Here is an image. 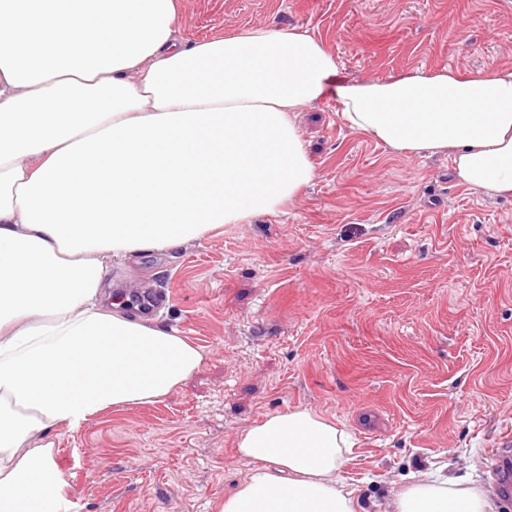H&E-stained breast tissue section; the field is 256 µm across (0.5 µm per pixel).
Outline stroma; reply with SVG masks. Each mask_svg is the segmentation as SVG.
Wrapping results in <instances>:
<instances>
[{
    "label": "stroma",
    "instance_id": "stroma-1",
    "mask_svg": "<svg viewBox=\"0 0 512 512\" xmlns=\"http://www.w3.org/2000/svg\"><path fill=\"white\" fill-rule=\"evenodd\" d=\"M176 26L305 31L340 81L512 66V0H180ZM297 128L316 177L280 213L109 264L113 287L171 294L160 318L203 359L160 403L53 433L75 512H216L249 475L239 433L299 407L351 435L341 475L373 512L427 469L493 488L512 438V196L351 130L332 97Z\"/></svg>",
    "mask_w": 512,
    "mask_h": 512
}]
</instances>
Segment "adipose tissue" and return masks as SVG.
Returning a JSON list of instances; mask_svg holds the SVG:
<instances>
[{"label":"adipose tissue","instance_id":"obj_1","mask_svg":"<svg viewBox=\"0 0 512 512\" xmlns=\"http://www.w3.org/2000/svg\"><path fill=\"white\" fill-rule=\"evenodd\" d=\"M178 5L0 0V512H66L51 432L159 403L199 367V345L113 297L105 262L281 211L316 177L300 106L335 96L352 130L512 196V67L334 87L312 35L189 42ZM351 448L321 412L266 415L240 432L251 473L218 510L363 512L340 476ZM495 510L432 471L390 492V512Z\"/></svg>","mask_w":512,"mask_h":512}]
</instances>
